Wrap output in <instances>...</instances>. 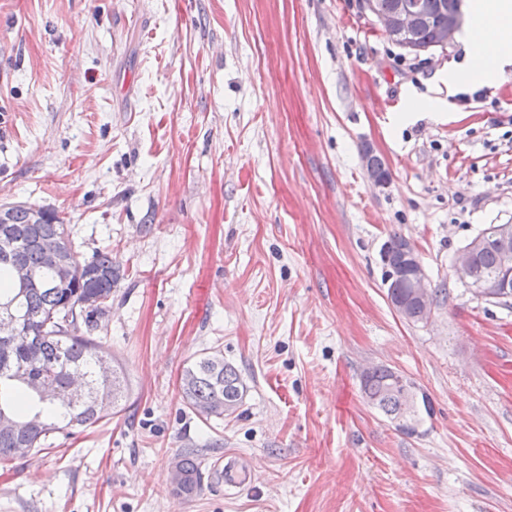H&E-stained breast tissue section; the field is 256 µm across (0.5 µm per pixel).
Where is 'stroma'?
I'll return each mask as SVG.
<instances>
[{
	"label": "stroma",
	"instance_id": "stroma-1",
	"mask_svg": "<svg viewBox=\"0 0 512 512\" xmlns=\"http://www.w3.org/2000/svg\"><path fill=\"white\" fill-rule=\"evenodd\" d=\"M462 57L406 53L360 0H0V201L111 251L95 334L126 380L120 413L0 461V512H512V308L452 271L512 223V70L448 87ZM413 94L440 106L397 121ZM395 234L427 322L388 301ZM212 353L246 386L221 419L180 389ZM381 365L429 395L417 434L363 397ZM407 243L404 238L393 235L389 237L381 248L380 257L385 268L384 282L387 285V297L393 299L408 297L411 288L410 299L424 301L428 296L426 275L421 258L411 244H409L399 263L393 265V270L407 279L410 288H407L406 280L391 278V274L386 270L384 264L385 255L399 256ZM177 465L181 473V480L177 486L180 489L179 491L189 495L200 489L202 485V472L194 450H190L182 455ZM241 459L236 456L224 458V480L233 485H244L250 482L251 475L249 470L243 466Z\"/></svg>",
	"mask_w": 512,
	"mask_h": 512
}]
</instances>
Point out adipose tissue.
Segmentation results:
<instances>
[{
  "instance_id": "adipose-tissue-1",
  "label": "adipose tissue",
  "mask_w": 512,
  "mask_h": 512,
  "mask_svg": "<svg viewBox=\"0 0 512 512\" xmlns=\"http://www.w3.org/2000/svg\"><path fill=\"white\" fill-rule=\"evenodd\" d=\"M459 43L464 62L449 69V85L495 83L512 65V0H468Z\"/></svg>"
}]
</instances>
